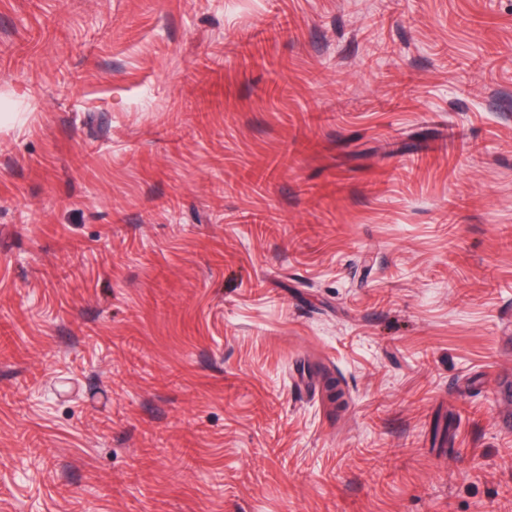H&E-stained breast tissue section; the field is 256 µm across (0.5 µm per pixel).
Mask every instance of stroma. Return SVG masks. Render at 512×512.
I'll list each match as a JSON object with an SVG mask.
<instances>
[{"instance_id": "stroma-1", "label": "stroma", "mask_w": 512, "mask_h": 512, "mask_svg": "<svg viewBox=\"0 0 512 512\" xmlns=\"http://www.w3.org/2000/svg\"><path fill=\"white\" fill-rule=\"evenodd\" d=\"M510 385L512 0H0V512H512Z\"/></svg>"}]
</instances>
